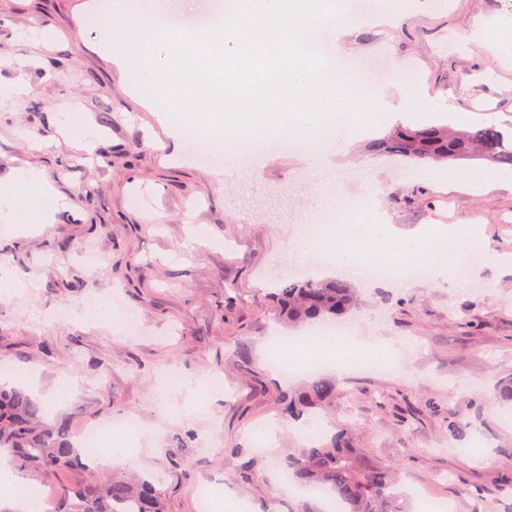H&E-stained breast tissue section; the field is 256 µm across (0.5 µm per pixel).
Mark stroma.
<instances>
[{"mask_svg": "<svg viewBox=\"0 0 512 512\" xmlns=\"http://www.w3.org/2000/svg\"><path fill=\"white\" fill-rule=\"evenodd\" d=\"M99 2L0 0V181L35 167L61 198L33 233L0 236V258L27 285L0 299V367L35 374L47 420H66L70 435L136 416L145 434L135 471L160 474L166 512H198L210 476L254 512H325L322 500L277 488L280 462L298 444L281 399L304 381L269 365L272 336L289 333L268 299L271 281L293 266L334 277L332 267H312L299 242L340 198L362 208L365 223L402 233L464 224L486 258L459 287L350 277L361 301L347 324L392 339L405 370L322 369L337 388L327 423L350 425L372 462L400 463L408 512L419 493L449 512H512V422L482 396L489 373L512 377V170L451 164L463 175H501L477 191L439 180L437 166L364 148L415 127L420 112L457 129L512 124V58L483 38L488 24L512 36V0H400L386 27L374 24L373 4L356 6L334 53L358 65L377 112L367 129L337 137L339 151L319 164L297 150L211 161L210 141L174 144L168 106L146 92L139 69L99 53L84 21ZM20 78L28 93L3 95ZM76 110L95 135L93 152L72 131ZM83 244L100 255L95 269L81 262ZM111 293L139 335L114 333L107 316H81L86 300ZM61 305L75 319L45 322ZM171 370L178 379L160 391ZM207 376L223 377V398L203 396ZM73 378L77 388L56 405ZM452 418L462 424L454 438ZM269 425L267 453L253 434ZM241 448L251 469L241 467Z\"/></svg>", "mask_w": 512, "mask_h": 512, "instance_id": "stroma-1", "label": "stroma"}]
</instances>
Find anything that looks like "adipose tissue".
<instances>
[{
  "instance_id": "1",
  "label": "adipose tissue",
  "mask_w": 512,
  "mask_h": 512,
  "mask_svg": "<svg viewBox=\"0 0 512 512\" xmlns=\"http://www.w3.org/2000/svg\"><path fill=\"white\" fill-rule=\"evenodd\" d=\"M13 181V187L0 186V210H7L13 223L18 225L47 223L55 211L58 196L44 171L37 168L21 170L14 173ZM369 231L374 239L371 248H360L349 238L336 244V272L356 274L366 261L397 253L422 262L437 278L445 275L449 280L461 281L467 276L466 267L459 257L464 242L471 236L466 226L449 228L447 242L443 245L433 244L422 234L396 237L388 224L370 225ZM399 357L400 352L394 342L385 337L362 336L351 340L325 336L316 326L307 330L304 346L287 355L291 362L313 358L338 371L365 361L381 368Z\"/></svg>"
}]
</instances>
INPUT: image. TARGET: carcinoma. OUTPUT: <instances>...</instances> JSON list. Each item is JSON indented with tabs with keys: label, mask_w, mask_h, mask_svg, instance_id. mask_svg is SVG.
Instances as JSON below:
<instances>
[{
	"label": "carcinoma",
	"mask_w": 512,
	"mask_h": 512,
	"mask_svg": "<svg viewBox=\"0 0 512 512\" xmlns=\"http://www.w3.org/2000/svg\"><path fill=\"white\" fill-rule=\"evenodd\" d=\"M371 151L432 162L484 159L512 168V133L487 123L475 130L435 125L399 127L373 142ZM273 301L288 324L334 322L358 301L356 289L341 280L314 278L285 281ZM336 397V381L318 378L306 390L288 393L286 412L308 426ZM44 408L19 390L0 389V458L17 473L43 478L63 468H94L86 450L69 438L66 422L42 427ZM281 468L300 485L318 484L343 512H405L396 493L398 465H377L355 448L344 427L310 439L281 461ZM56 512H165L154 479L127 480L112 476L99 484L73 486L60 493Z\"/></svg>",
	"instance_id": "1"
}]
</instances>
